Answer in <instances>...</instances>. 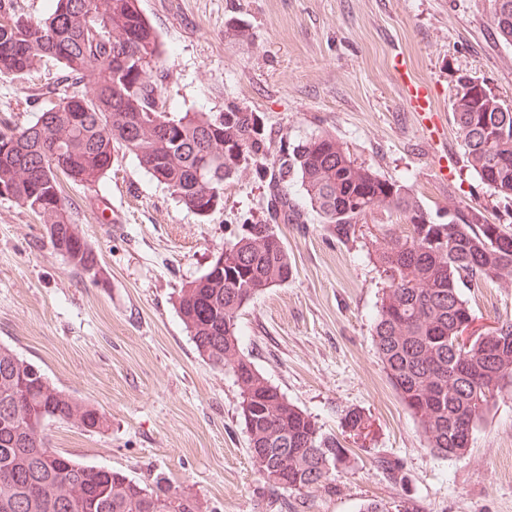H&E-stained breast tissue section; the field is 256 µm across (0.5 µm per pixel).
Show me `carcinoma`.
<instances>
[{
  "label": "carcinoma",
  "instance_id": "cac0c4a2",
  "mask_svg": "<svg viewBox=\"0 0 512 512\" xmlns=\"http://www.w3.org/2000/svg\"><path fill=\"white\" fill-rule=\"evenodd\" d=\"M508 11L493 18L499 2ZM496 35L512 45V0H488ZM159 36L139 0H52L50 13L31 20L0 2V78L23 77L50 59L61 64L67 89L54 90L45 123L12 126L0 119V190L38 215L54 252L76 271L100 274L98 255L73 223L61 197L59 175L96 186L123 149L190 212L201 196L224 186L248 166L267 183L266 218L244 225L224 245L207 272L182 286L177 309L199 356L232 372L240 391V417L254 448V469L273 490L297 495L324 487L332 473L350 464V449L323 431L307 413L255 367L239 347L241 310L259 293L294 274L277 224H299L288 178L341 244L355 241L362 224L383 214L404 220L429 216L417 237L378 225L375 263L382 291L374 343L402 404L420 425L431 453L465 459L474 432L496 398L512 384V317L501 320L509 343L491 358L473 342L467 355L455 346L461 322L472 316L463 290L512 274V232L488 220L486 208L448 195V221L439 222L405 183L386 178L351 159L329 132L298 143L270 161L271 143L260 115L237 105L223 112L170 116L158 93ZM507 107L494 94L478 96L459 85L452 118L467 167L480 182L497 166L499 183L486 185L497 207L512 213V120L486 130L482 118ZM137 112L143 126L127 116ZM180 129V143L166 127ZM224 158L220 186L198 182L200 154ZM75 423L97 433L109 427L106 412L50 382L46 374L0 347V512H205L190 489L163 477L150 487L122 471L81 463L52 447L46 426Z\"/></svg>",
  "mask_w": 512,
  "mask_h": 512
}]
</instances>
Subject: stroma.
Masks as SVG:
<instances>
[{
	"label": "stroma",
	"mask_w": 512,
	"mask_h": 512,
	"mask_svg": "<svg viewBox=\"0 0 512 512\" xmlns=\"http://www.w3.org/2000/svg\"><path fill=\"white\" fill-rule=\"evenodd\" d=\"M163 50L167 110L221 112L235 103L263 119L273 151L322 131L352 159L406 183L433 215L448 195L494 200L469 170L452 119L458 76L483 80L512 104V45L500 41L481 0H140ZM246 38H239V31ZM430 88L443 140L427 141L409 112L398 72ZM60 75L47 62L25 78H0V117L23 127L51 105ZM62 195L100 259L97 279L53 252L44 224L0 197V346L40 367L111 419L87 433L52 424L55 448L77 461L123 471L141 484L157 474L190 488L209 512H512V389L503 391L461 461L430 453L400 403L373 343L384 275L369 238L338 243L314 212L277 230L296 273L267 289L238 319L239 346L288 400L340 433L355 410L368 419L349 437L348 469L299 497L272 490L249 455L231 372L199 356L176 297L202 276L244 224L264 220L267 188L246 172L222 203L198 218L125 151L90 188L62 180ZM476 326L512 317V285L464 292ZM390 456L404 481L377 464Z\"/></svg>",
	"instance_id": "1"
}]
</instances>
